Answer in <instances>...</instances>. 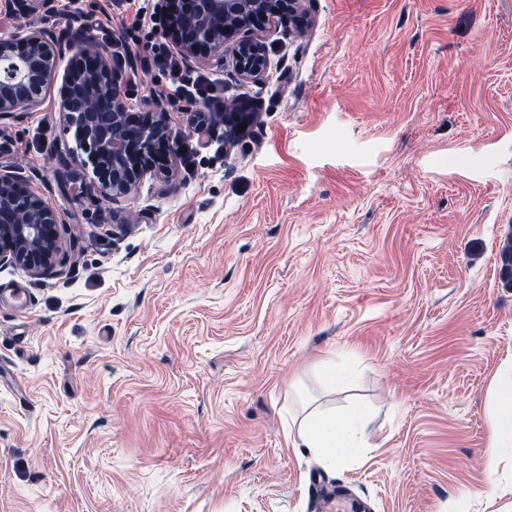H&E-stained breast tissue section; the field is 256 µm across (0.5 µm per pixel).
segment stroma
I'll return each instance as SVG.
<instances>
[{
	"label": "stroma",
	"mask_w": 512,
	"mask_h": 512,
	"mask_svg": "<svg viewBox=\"0 0 512 512\" xmlns=\"http://www.w3.org/2000/svg\"><path fill=\"white\" fill-rule=\"evenodd\" d=\"M65 0H0V35L77 30ZM266 34L223 126L118 211L61 195L60 59L39 112L0 121L76 245L63 275L0 268V512H321L315 481L364 512H485L490 386L512 360V0H310ZM22 290L24 307L2 297ZM346 367L328 387L325 365ZM364 408L356 460L292 447L300 399Z\"/></svg>",
	"instance_id": "stroma-1"
}]
</instances>
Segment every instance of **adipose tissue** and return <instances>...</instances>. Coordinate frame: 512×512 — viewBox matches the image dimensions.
<instances>
[{
    "label": "adipose tissue",
    "instance_id": "ef3b65f1",
    "mask_svg": "<svg viewBox=\"0 0 512 512\" xmlns=\"http://www.w3.org/2000/svg\"><path fill=\"white\" fill-rule=\"evenodd\" d=\"M493 415L486 463L497 474L502 451L512 447V361L504 365L492 383ZM298 440L302 447L331 465L346 463L359 440L358 423L307 402L299 420Z\"/></svg>",
    "mask_w": 512,
    "mask_h": 512
}]
</instances>
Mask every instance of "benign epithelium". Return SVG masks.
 I'll return each mask as SVG.
<instances>
[{"instance_id":"7a95c632","label":"benign epithelium","mask_w":512,"mask_h":512,"mask_svg":"<svg viewBox=\"0 0 512 512\" xmlns=\"http://www.w3.org/2000/svg\"><path fill=\"white\" fill-rule=\"evenodd\" d=\"M306 0H157L156 10L186 62L213 58L240 80L261 82L269 65L263 33L283 27L301 34L311 26ZM74 59L60 89L59 109L72 132L71 154L91 168L84 194L120 205L147 175L172 180L180 135L158 101L134 106L125 86L130 59L109 53L92 34L69 39L53 29L25 28L0 36V120L36 112L57 64ZM57 209L24 185L20 173L0 169V266L41 280L56 276L71 253Z\"/></svg>"}]
</instances>
